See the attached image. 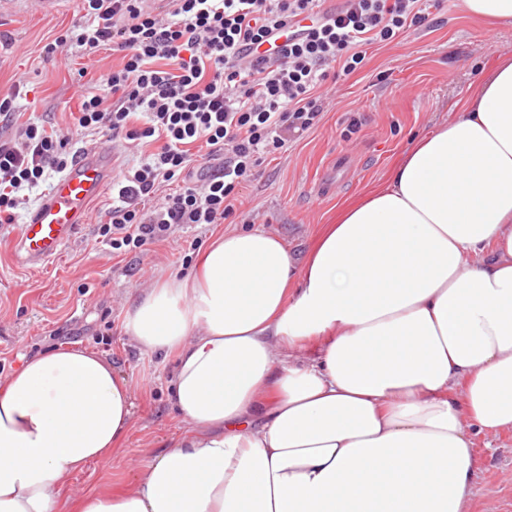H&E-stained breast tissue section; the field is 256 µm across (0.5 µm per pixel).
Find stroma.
<instances>
[{
  "mask_svg": "<svg viewBox=\"0 0 512 512\" xmlns=\"http://www.w3.org/2000/svg\"><path fill=\"white\" fill-rule=\"evenodd\" d=\"M429 27L411 29L388 44L367 46L358 71L327 79L321 91L329 105L319 124L268 156L258 177L237 189L231 222L188 229L184 237L142 253L115 255L99 243L96 228L112 204L111 190L92 203L89 217L59 258L35 268L19 265L13 240L17 225L0 229V376L22 368L40 352L80 346L107 357L132 391V426L124 447L74 474L65 489V512H78L90 491L112 494L130 488L136 472L188 426L169 398L170 361L140 350L125 334V322L142 289L190 269L183 257L191 240L207 245L213 235L260 228L305 256L339 210L384 185L412 135L447 122L449 105L482 70L512 55V25L490 30L442 0ZM79 0H19L0 13V32L12 42L0 48V91L23 82L31 103L21 121L71 130L85 149L112 143L109 133L85 136L73 130L71 114L79 87H99L122 63L105 49L83 58L65 48L44 58L43 46L79 24ZM478 477L469 512H512V429L477 436Z\"/></svg>",
  "mask_w": 512,
  "mask_h": 512,
  "instance_id": "stroma-1",
  "label": "stroma"
}]
</instances>
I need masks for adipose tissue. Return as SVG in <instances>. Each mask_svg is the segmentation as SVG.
Segmentation results:
<instances>
[{
    "instance_id": "ef3b65f1",
    "label": "adipose tissue",
    "mask_w": 512,
    "mask_h": 512,
    "mask_svg": "<svg viewBox=\"0 0 512 512\" xmlns=\"http://www.w3.org/2000/svg\"><path fill=\"white\" fill-rule=\"evenodd\" d=\"M450 109L304 261L223 233L143 292L125 333L191 429L80 512H468L476 436L512 428V57ZM133 406L81 349L0 377V512H60Z\"/></svg>"
}]
</instances>
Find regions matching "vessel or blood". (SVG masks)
Returning <instances> with one entry per match:
<instances>
[{"label": "vessel or blood", "mask_w": 512, "mask_h": 512, "mask_svg": "<svg viewBox=\"0 0 512 512\" xmlns=\"http://www.w3.org/2000/svg\"><path fill=\"white\" fill-rule=\"evenodd\" d=\"M112 148L94 145L77 155L53 183L46 199L21 225L16 236L18 259L26 265L54 260L87 222L91 203L112 176Z\"/></svg>", "instance_id": "obj_1"}]
</instances>
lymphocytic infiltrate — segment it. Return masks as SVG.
<instances>
[{
    "mask_svg": "<svg viewBox=\"0 0 512 512\" xmlns=\"http://www.w3.org/2000/svg\"><path fill=\"white\" fill-rule=\"evenodd\" d=\"M80 0L83 22L43 47L93 58L122 51L104 92L79 91L74 125L119 143H156L113 184L98 235L113 253L143 252L181 229L236 213L235 188L267 156L321 120L319 89L333 67L351 74L364 46L428 23L440 0ZM21 85L0 94V224L31 207L30 193L68 170L69 135L18 124ZM205 165L194 166L195 150Z\"/></svg>",
    "mask_w": 512,
    "mask_h": 512,
    "instance_id": "f902f5d3",
    "label": "lymphocytic infiltrate"
}]
</instances>
